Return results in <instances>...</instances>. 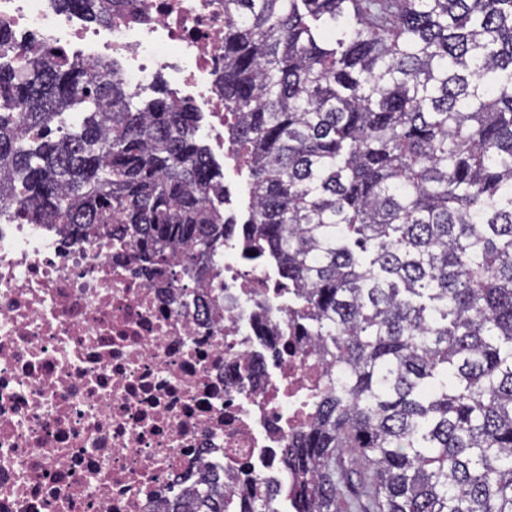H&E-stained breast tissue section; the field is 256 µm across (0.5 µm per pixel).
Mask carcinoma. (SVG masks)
<instances>
[{"label":"carcinoma","mask_w":512,"mask_h":512,"mask_svg":"<svg viewBox=\"0 0 512 512\" xmlns=\"http://www.w3.org/2000/svg\"><path fill=\"white\" fill-rule=\"evenodd\" d=\"M218 88L251 247L343 376L285 451L298 512H512V0H224ZM153 92L53 50L1 69L0 216L207 271L223 174ZM203 482L168 512H224Z\"/></svg>","instance_id":"carcinoma-1"}]
</instances>
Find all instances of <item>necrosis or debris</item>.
Segmentation results:
<instances>
[{
  "label": "necrosis or debris",
  "mask_w": 512,
  "mask_h": 512,
  "mask_svg": "<svg viewBox=\"0 0 512 512\" xmlns=\"http://www.w3.org/2000/svg\"><path fill=\"white\" fill-rule=\"evenodd\" d=\"M50 49L128 86L160 73L224 141V0H131L111 22L54 0H0V67ZM165 267L162 287L119 231L0 223V512H162L172 489L224 473L225 512L295 476L283 450L307 429L329 369L291 325L295 290L224 232L209 275Z\"/></svg>",
  "instance_id": "1"
}]
</instances>
